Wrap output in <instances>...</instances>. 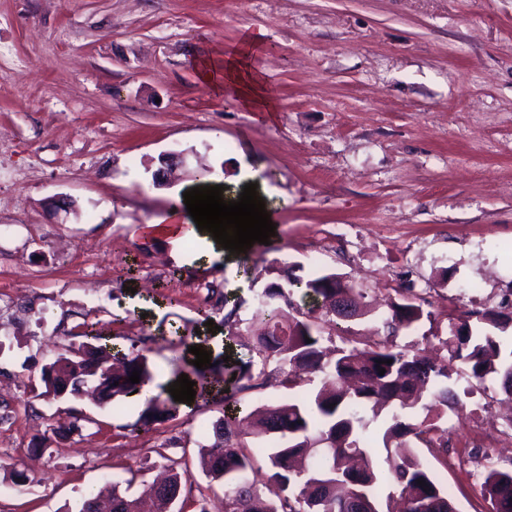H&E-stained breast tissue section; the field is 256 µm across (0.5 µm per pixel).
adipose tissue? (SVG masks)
<instances>
[{
	"label": "adipose tissue",
	"instance_id": "ef3b65f1",
	"mask_svg": "<svg viewBox=\"0 0 512 512\" xmlns=\"http://www.w3.org/2000/svg\"><path fill=\"white\" fill-rule=\"evenodd\" d=\"M251 40H244L241 49L217 58H204L197 64L198 76L205 85L218 90L230 85L236 88L239 99L252 112H272L276 106L267 95L264 81L250 62ZM151 234L172 239L197 236L209 239L208 231L199 230L186 210L183 200H176L165 217L149 224Z\"/></svg>",
	"mask_w": 512,
	"mask_h": 512
}]
</instances>
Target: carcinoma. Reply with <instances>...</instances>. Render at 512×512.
<instances>
[{
	"mask_svg": "<svg viewBox=\"0 0 512 512\" xmlns=\"http://www.w3.org/2000/svg\"><path fill=\"white\" fill-rule=\"evenodd\" d=\"M280 274L257 294L262 327L253 336L252 357L226 362L224 416L213 427L210 443L200 446L202 467L224 484V512H457V506L433 469L421 458L425 448L447 463L448 441L437 425L440 409L455 394L448 382L467 377L479 385L499 378L512 396V360L502 356L501 333L512 327V309L481 315L482 327L472 332L463 319L442 336H425L445 354L432 361L398 348L394 338L412 332L423 318L425 298L408 294L389 305L381 317L383 338L368 344L358 336L342 346L324 345L325 325L338 315L336 298L348 303L347 318L365 315L357 288L331 272L306 278ZM226 348L243 320L241 302L223 294ZM78 349L56 355L41 373L43 395L90 394L103 405L119 396L136 402L152 379L143 353H125L103 342L101 334L83 333ZM311 342H306V339ZM270 371L253 374V358ZM392 363H386V360ZM384 374H379V370ZM140 382H127L133 371ZM278 385L292 398L247 409L240 394ZM181 403L172 396L146 401L142 426L175 418ZM381 432L382 450L371 444L372 429ZM255 434L265 444L254 449L246 437ZM387 481L399 488V507H383L379 490ZM425 485H419V482ZM489 512H512V472L490 469L481 485Z\"/></svg>",
	"mask_w": 512,
	"mask_h": 512,
	"instance_id": "carcinoma-1",
	"label": "carcinoma"
}]
</instances>
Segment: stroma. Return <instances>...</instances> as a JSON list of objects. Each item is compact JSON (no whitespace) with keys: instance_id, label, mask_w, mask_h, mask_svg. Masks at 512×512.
I'll return each mask as SVG.
<instances>
[{"instance_id":"obj_1","label":"stroma","mask_w":512,"mask_h":512,"mask_svg":"<svg viewBox=\"0 0 512 512\" xmlns=\"http://www.w3.org/2000/svg\"><path fill=\"white\" fill-rule=\"evenodd\" d=\"M246 37L275 111L197 76ZM179 152L189 173L157 185ZM203 166L232 191L250 169L264 182L277 230L250 254L262 273L336 272L373 303L409 286L444 328L498 307L512 294V0H0V486L14 488L0 512H77L108 479L137 496L170 460L191 477L169 512H224L198 462L223 402L136 434L143 403L40 384L86 322L142 350L160 389L188 370L174 329L223 353L203 328L222 323L221 293L255 320L269 276L146 232ZM72 416L80 430L64 431ZM511 417L496 381L446 410L436 471L459 512H487L486 469L512 470Z\"/></svg>"}]
</instances>
